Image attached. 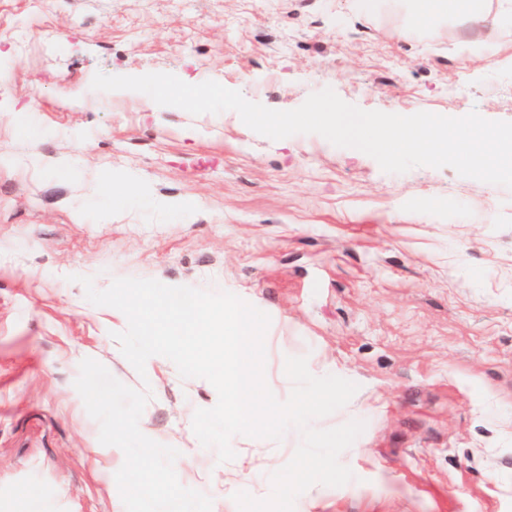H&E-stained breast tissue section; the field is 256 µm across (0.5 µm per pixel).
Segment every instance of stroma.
<instances>
[{"instance_id":"1","label":"stroma","mask_w":512,"mask_h":512,"mask_svg":"<svg viewBox=\"0 0 512 512\" xmlns=\"http://www.w3.org/2000/svg\"><path fill=\"white\" fill-rule=\"evenodd\" d=\"M482 7L497 25L428 33L410 0L370 15L355 0H0V512L119 500L124 454L93 455L100 426L74 387L86 358L149 389L141 427L192 457L179 481L207 496L268 485L298 446L237 435L219 462L192 429L214 387L166 358L141 379L113 338L125 315L89 303L80 275L254 305L280 398L289 357L357 384L319 421L364 422L343 453L354 478L295 512H512V189L91 87L165 72L276 110L329 87L365 111L512 122V0ZM475 42L492 61H465Z\"/></svg>"}]
</instances>
